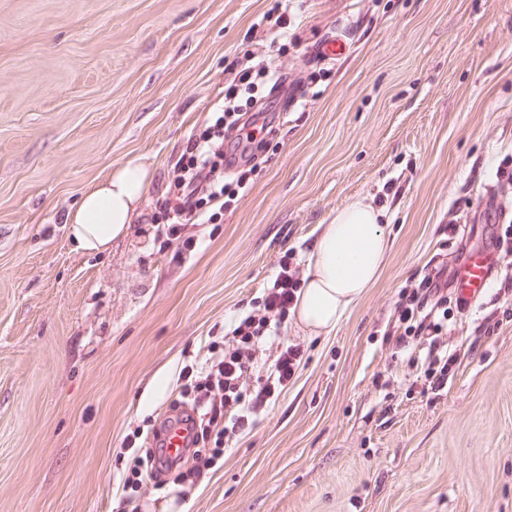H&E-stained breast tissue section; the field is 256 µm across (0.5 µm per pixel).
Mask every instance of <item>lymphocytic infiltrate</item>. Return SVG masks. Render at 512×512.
Listing matches in <instances>:
<instances>
[{"mask_svg": "<svg viewBox=\"0 0 512 512\" xmlns=\"http://www.w3.org/2000/svg\"><path fill=\"white\" fill-rule=\"evenodd\" d=\"M287 81L272 54L237 71L223 98L212 104L210 122L192 131L168 172V190L151 217L159 236L192 250V239L182 236L185 225L217 223L225 210L247 196L254 160L277 115L264 108L243 111L239 96L264 86L275 91ZM228 169L233 172L229 179L224 176ZM292 257L288 251L280 258L273 284L257 305L233 317L222 340L210 342L203 358L181 368V404L194 423L187 458H222L295 381L303 358L300 345L266 352L299 301L302 278L299 268L290 264ZM464 312L447 269L427 270L399 288L382 341L425 385L445 387L461 365L459 350L448 345V321L451 314ZM122 446L134 462L121 478L127 506L133 505L138 488L183 465L184 460L163 459L160 448L141 449L134 435L126 436Z\"/></svg>", "mask_w": 512, "mask_h": 512, "instance_id": "lymphocytic-infiltrate-1", "label": "lymphocytic infiltrate"}]
</instances>
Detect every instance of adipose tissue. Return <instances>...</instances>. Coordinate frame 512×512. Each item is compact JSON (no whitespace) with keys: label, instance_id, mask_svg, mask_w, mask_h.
<instances>
[{"label":"adipose tissue","instance_id":"obj_1","mask_svg":"<svg viewBox=\"0 0 512 512\" xmlns=\"http://www.w3.org/2000/svg\"><path fill=\"white\" fill-rule=\"evenodd\" d=\"M150 181L146 164L128 161L88 188L67 215L76 246L97 253L126 237ZM384 222V212L357 200L323 225L312 245L295 309L299 329L311 335L329 332L375 283L389 250Z\"/></svg>","mask_w":512,"mask_h":512}]
</instances>
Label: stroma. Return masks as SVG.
<instances>
[{"instance_id":"35a3bbf8","label":"stroma","mask_w":512,"mask_h":512,"mask_svg":"<svg viewBox=\"0 0 512 512\" xmlns=\"http://www.w3.org/2000/svg\"><path fill=\"white\" fill-rule=\"evenodd\" d=\"M0 0V512H117L124 438L152 432L180 369L270 287L285 250L362 199L391 243L329 334L283 326L297 378L223 460L145 485L138 512H512V306L449 322L466 357L414 386L382 342L397 291L512 219V0ZM345 36L335 62L315 59ZM281 42L290 88L248 195L192 251L148 218L240 65ZM129 160L151 172L130 234L76 249L66 215ZM495 324L487 333V324ZM391 378L376 387L377 376Z\"/></svg>"}]
</instances>
